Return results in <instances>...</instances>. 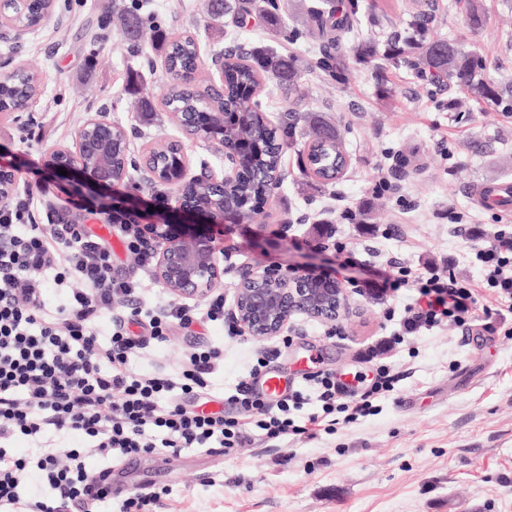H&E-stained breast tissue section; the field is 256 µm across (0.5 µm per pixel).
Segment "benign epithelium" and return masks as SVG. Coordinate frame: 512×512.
<instances>
[{
  "label": "benign epithelium",
  "instance_id": "obj_1",
  "mask_svg": "<svg viewBox=\"0 0 512 512\" xmlns=\"http://www.w3.org/2000/svg\"><path fill=\"white\" fill-rule=\"evenodd\" d=\"M27 33L29 29L5 21L0 3V38L19 45ZM200 63L211 84L224 81L222 54L202 58ZM167 116L181 134L177 142L203 140L224 154V170L219 172L209 167L192 172L185 154L177 171L168 177L141 165L150 182L166 187L177 199L175 210L160 212L154 215V223L142 225L154 248V281L177 300H196L209 295L224 276L216 252L227 209L222 195L191 200L189 193L201 181L224 188L238 173L239 156L224 146V113L169 112ZM112 128L104 112L87 117L74 134L73 148L52 152V169L62 168L91 185L112 186L117 181L112 173ZM19 175L17 166L0 162V209L8 207L15 196ZM345 288V281L308 266L252 265L239 274L231 317L243 335L270 340L281 335L295 315L336 322L344 310Z\"/></svg>",
  "mask_w": 512,
  "mask_h": 512
}]
</instances>
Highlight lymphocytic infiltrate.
<instances>
[{
    "mask_svg": "<svg viewBox=\"0 0 512 512\" xmlns=\"http://www.w3.org/2000/svg\"><path fill=\"white\" fill-rule=\"evenodd\" d=\"M34 197L27 192L0 212V506L22 502L27 512H93L99 502L118 496L121 512H145L155 500L151 493L119 495L109 481L111 468L87 469L76 448L63 462L52 451L40 452L32 463L15 457L4 443L18 437L38 444L47 433L77 435L109 462L159 446L177 453L209 443L215 452L237 454L245 442V416L256 417L268 440L305 434L290 416L303 405L302 392L272 406L255 390L253 380L266 368L265 359H258L230 396L239 412L235 418L204 407L208 379L224 362L221 347L193 349L172 372L131 371V357L164 341L172 325L223 320V295H215L201 313L168 303L151 316L149 335H130L119 322L107 342H99L102 313L127 301L132 315H141L138 284L115 278L111 248L78 225L55 224L46 231L35 224ZM476 257L487 286L512 303V235L498 232L477 247ZM50 278L63 288L52 310L46 298ZM411 283L421 301L410 308L408 331L463 326L478 310L488 319L494 315L476 288L449 273L407 269L385 279L383 288L395 291ZM395 378L393 365L385 363L357 375V382L368 385L360 395L332 371L315 373L311 382L324 415L340 413L351 423L368 414L373 396L391 391ZM177 390L191 395L192 404L171 401ZM26 482L31 495L24 502L19 488Z\"/></svg>",
    "mask_w": 512,
    "mask_h": 512,
    "instance_id": "f902f5d3",
    "label": "lymphocytic infiltrate"
}]
</instances>
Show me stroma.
<instances>
[{
  "label": "stroma",
  "instance_id": "obj_1",
  "mask_svg": "<svg viewBox=\"0 0 512 512\" xmlns=\"http://www.w3.org/2000/svg\"><path fill=\"white\" fill-rule=\"evenodd\" d=\"M150 2L154 24L195 32L205 55L233 44L251 50L266 44L272 31L264 22L216 27L199 0ZM386 2L382 10L363 9L361 36L385 40L420 12L441 35L483 52L499 81L512 82V9L502 0H480L488 20L478 31L467 26L461 0ZM57 3L52 19L25 35L20 48L41 78L34 118L0 125V160L20 166L19 190L40 192L36 223L77 222L94 234L106 223L99 199L120 207L131 200L144 214L174 206L166 189L147 184L138 171L98 197L51 169L52 151L71 146L76 127L95 112L130 130L135 158L156 137L178 134L166 114L147 124L132 110L135 95L160 101L169 82L158 49L130 53L112 23L113 12L133 0ZM305 86L303 108L339 125L351 165L339 181L322 186L304 177L297 147L285 149V177L262 220L224 227L216 254L224 268L221 291L225 306H232L238 270L247 264L308 265L346 280L344 316L332 324L299 316L265 342L233 336L228 321L176 326L131 368L167 370L191 346H222L224 363L209 386L219 400L265 357L269 370L307 395L294 413L302 426L320 412L308 375L365 371L364 352L383 338L399 339L388 357L400 364L401 378L369 415L337 425L334 433L266 442L254 428L236 455L157 450L114 463L112 482L130 492L158 493L150 512H512V315L490 325L478 317L464 327L406 334L400 323L416 290L379 297L368 286L396 266L448 269L460 281L484 286L474 248L497 231L511 232L512 211L478 206L471 189L512 179V114L450 112L446 104L457 97L456 88L433 86L404 67H355L347 84L310 78ZM370 204L377 208L374 224L345 219V212ZM321 223L333 226V240L371 254V261L338 269L335 250H319L312 235ZM105 241L114 277L138 281L148 309L171 301L154 282L152 267L126 250L119 225Z\"/></svg>",
  "mask_w": 512,
  "mask_h": 512
}]
</instances>
